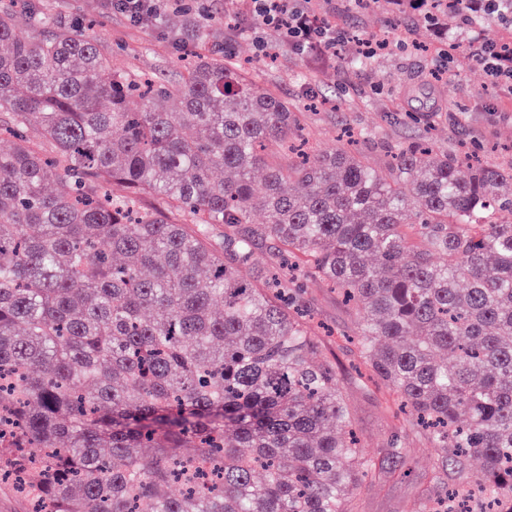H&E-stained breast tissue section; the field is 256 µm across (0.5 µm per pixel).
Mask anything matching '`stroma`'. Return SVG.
I'll use <instances>...</instances> for the list:
<instances>
[{"label":"stroma","instance_id":"stroma-1","mask_svg":"<svg viewBox=\"0 0 512 512\" xmlns=\"http://www.w3.org/2000/svg\"><path fill=\"white\" fill-rule=\"evenodd\" d=\"M37 9L74 25H88L90 34L112 51L114 69L131 74L175 79L183 72L179 43L183 14L178 0H168L161 22L134 26L113 13L112 0H29ZM318 12L335 21L343 35L334 61H320L295 53L272 32L270 55H257V36L238 30L224 16L225 0H208L215 16L210 37L200 52L224 48L243 77L260 91H270L290 105H303L300 138L312 153L335 151L339 135L351 130L360 137L363 161L382 168L398 144L433 140L448 153L464 149L479 153L491 165H512V98H500L483 67L471 55L474 39L497 42L512 28L487 17L467 25L462 17L449 24L426 25L422 12L402 0H313ZM385 37L388 49L358 64L361 40ZM456 42L460 48L448 72L435 79L436 50ZM309 304L318 326V342L334 354L341 367V387L363 448L379 460L380 469L356 492L357 512H418L434 495L431 480L441 473L448 485L459 482L456 468H443L423 434L397 431L392 399L378 388L353 352L357 324L354 312L325 282L310 280ZM400 435L401 459L390 456L388 442Z\"/></svg>","mask_w":512,"mask_h":512}]
</instances>
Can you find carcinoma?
<instances>
[{
  "mask_svg": "<svg viewBox=\"0 0 512 512\" xmlns=\"http://www.w3.org/2000/svg\"><path fill=\"white\" fill-rule=\"evenodd\" d=\"M16 4H0V489L25 512H354L377 459L306 319L315 278L355 309L358 357L405 423L458 470L481 462L451 490L434 477L420 512H512V168L426 140L382 169L344 149L270 166L300 112L224 55L141 79ZM185 15L207 40L211 18ZM260 243L304 273L270 277Z\"/></svg>",
  "mask_w": 512,
  "mask_h": 512,
  "instance_id": "carcinoma-1",
  "label": "carcinoma"
}]
</instances>
